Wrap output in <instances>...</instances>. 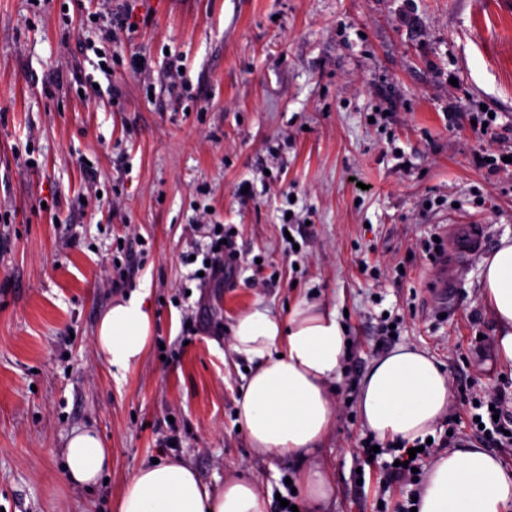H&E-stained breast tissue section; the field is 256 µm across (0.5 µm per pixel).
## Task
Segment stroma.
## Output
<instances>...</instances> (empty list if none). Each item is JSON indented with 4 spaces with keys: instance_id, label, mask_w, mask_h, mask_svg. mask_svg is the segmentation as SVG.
Returning <instances> with one entry per match:
<instances>
[{
    "instance_id": "obj_1",
    "label": "stroma",
    "mask_w": 512,
    "mask_h": 512,
    "mask_svg": "<svg viewBox=\"0 0 512 512\" xmlns=\"http://www.w3.org/2000/svg\"><path fill=\"white\" fill-rule=\"evenodd\" d=\"M105 14L134 36L100 42L89 20ZM89 75L101 96L79 94ZM484 107L497 120L480 136ZM484 154L512 155V0H0V512H116L155 459L212 489L251 479L270 512L317 465L336 488L325 512H397L408 488L382 490L361 449L375 358L413 346L448 372L450 450L482 444L468 399L512 412L480 288L512 235V167ZM465 219L485 245L443 305L424 244ZM211 224L239 259L203 285L189 258ZM135 290L152 340L120 374L94 332ZM304 297L346 314L336 424L308 457H264L237 429L246 363L229 328L255 302L284 317ZM384 312L399 321L387 343ZM85 428L112 450L90 486L65 464Z\"/></svg>"
}]
</instances>
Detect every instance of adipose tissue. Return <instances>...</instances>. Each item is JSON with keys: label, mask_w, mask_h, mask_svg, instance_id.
<instances>
[{"label": "adipose tissue", "mask_w": 512, "mask_h": 512, "mask_svg": "<svg viewBox=\"0 0 512 512\" xmlns=\"http://www.w3.org/2000/svg\"><path fill=\"white\" fill-rule=\"evenodd\" d=\"M482 297L497 327V350L512 364V237L502 236L483 261ZM153 317L138 292L117 299L95 330V343L117 371L148 349ZM231 348L250 365L238 421L251 447L266 456L311 453L336 423L331 385L346 355L348 335L335 308L298 300L287 317L254 304L232 328ZM448 374L422 352L400 346L376 358L362 379L359 412L380 439L411 442L433 433L448 411ZM71 480L97 482L111 452L92 430L73 432L66 448ZM117 512H269L257 485L231 479L214 492L188 464L172 460L139 469L116 504ZM417 512H512V473L480 448L440 455L419 496Z\"/></svg>", "instance_id": "1"}]
</instances>
